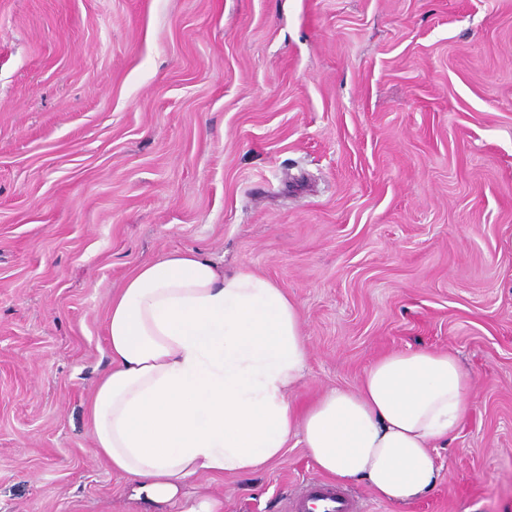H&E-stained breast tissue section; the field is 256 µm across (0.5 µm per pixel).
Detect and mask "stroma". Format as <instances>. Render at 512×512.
Segmentation results:
<instances>
[{
	"mask_svg": "<svg viewBox=\"0 0 512 512\" xmlns=\"http://www.w3.org/2000/svg\"><path fill=\"white\" fill-rule=\"evenodd\" d=\"M190 249L297 304V407L393 350L473 375L437 486L360 512H512V0H0V512H138L86 404L112 293Z\"/></svg>",
	"mask_w": 512,
	"mask_h": 512,
	"instance_id": "1",
	"label": "stroma"
}]
</instances>
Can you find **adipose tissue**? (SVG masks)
<instances>
[{
  "label": "adipose tissue",
  "mask_w": 512,
  "mask_h": 512,
  "mask_svg": "<svg viewBox=\"0 0 512 512\" xmlns=\"http://www.w3.org/2000/svg\"><path fill=\"white\" fill-rule=\"evenodd\" d=\"M108 367L87 408L95 454L159 512H223L191 492L201 476L260 471L300 438L317 472L410 503L431 491L433 450L463 426L474 380L452 351L383 354L352 389L305 411L290 392L308 340L296 305L248 270L194 250L140 264L113 294Z\"/></svg>",
  "instance_id": "1"
}]
</instances>
